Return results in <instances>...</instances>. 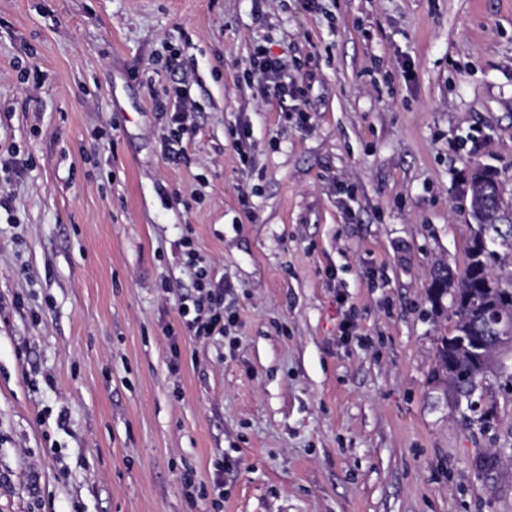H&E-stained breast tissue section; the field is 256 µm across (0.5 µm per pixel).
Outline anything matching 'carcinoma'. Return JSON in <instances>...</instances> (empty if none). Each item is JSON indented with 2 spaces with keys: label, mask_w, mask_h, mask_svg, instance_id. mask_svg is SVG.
<instances>
[{
  "label": "carcinoma",
  "mask_w": 512,
  "mask_h": 512,
  "mask_svg": "<svg viewBox=\"0 0 512 512\" xmlns=\"http://www.w3.org/2000/svg\"><path fill=\"white\" fill-rule=\"evenodd\" d=\"M472 167L495 178L500 186V196L481 206L476 204L475 174L471 172L465 179L467 212L473 221L469 242L482 246L480 266L471 269L466 265L458 273L446 260L435 259L428 300L437 312L445 309L444 300H450L453 324L438 337L437 373L451 379L458 396L467 399L468 409L475 413L478 404L470 395L485 379L484 369L460 347L458 336L471 326L482 329L483 322L494 314L512 319V202L506 199L501 170L481 162Z\"/></svg>",
  "instance_id": "1"
}]
</instances>
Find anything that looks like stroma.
Listing matches in <instances>:
<instances>
[{"label":"stroma","mask_w":512,"mask_h":512,"mask_svg":"<svg viewBox=\"0 0 512 512\" xmlns=\"http://www.w3.org/2000/svg\"><path fill=\"white\" fill-rule=\"evenodd\" d=\"M10 151L0 512H213L183 478L219 463L223 512H512V387L490 427L457 407L427 298L463 266L462 171L512 184V0H0ZM185 237L225 336L184 332ZM252 60L254 73L263 91L272 90L283 99L302 95L301 90L295 87L294 81L288 76L287 61L269 56L261 46L254 49ZM171 124L174 126L170 128L168 135L167 154H178L180 149L174 146H179L184 140V136L188 138L195 133V125L192 119V112H189L182 104L175 107L171 115Z\"/></svg>","instance_id":"obj_1"}]
</instances>
